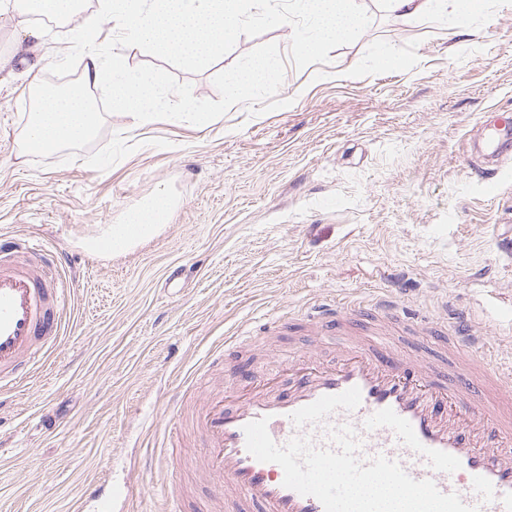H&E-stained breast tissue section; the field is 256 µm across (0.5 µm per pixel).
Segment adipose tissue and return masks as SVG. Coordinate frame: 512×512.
Instances as JSON below:
<instances>
[{
    "mask_svg": "<svg viewBox=\"0 0 512 512\" xmlns=\"http://www.w3.org/2000/svg\"><path fill=\"white\" fill-rule=\"evenodd\" d=\"M385 9L411 23L445 12L452 13L459 28H466L477 0H382ZM309 14L318 36L305 40L307 52L320 50L341 35H351L365 21L355 0H294ZM19 24L28 25L27 35L40 41L42 31L30 28L31 18L41 17L64 25L80 17L71 49L83 62L81 81L85 88L108 85L112 102L140 119L160 117L165 104L147 77H134L126 66V51L138 46H157L178 54L189 64L223 54L225 44L240 34L242 0H95L84 11L82 0H0ZM116 24L128 32L124 46L103 53L100 40L105 25ZM101 116L83 95H53L44 98L32 112L23 141L29 153H49L88 141Z\"/></svg>",
    "mask_w": 512,
    "mask_h": 512,
    "instance_id": "obj_1",
    "label": "adipose tissue"
}]
</instances>
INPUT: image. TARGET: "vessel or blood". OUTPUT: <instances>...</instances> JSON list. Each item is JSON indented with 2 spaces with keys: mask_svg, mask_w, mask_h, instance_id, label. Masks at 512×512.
Here are the masks:
<instances>
[{
  "mask_svg": "<svg viewBox=\"0 0 512 512\" xmlns=\"http://www.w3.org/2000/svg\"><path fill=\"white\" fill-rule=\"evenodd\" d=\"M489 143L497 158L511 157L512 128H494ZM63 268L59 253L38 238L0 240L1 389L46 357L60 335ZM365 317L379 329L404 319L388 290L364 306L324 300L304 318L310 332L347 336L335 360L293 357L284 388L276 374L242 369L193 411L174 403V418L191 419L200 435L204 471L220 488L219 512H324L315 497L284 486L278 464L247 451L243 428L262 417L280 445L305 436L327 448L329 428L351 426L361 461L384 456L476 512H512V365L494 363L466 311L444 312L430 326L435 344L452 351L441 365L363 338L357 322Z\"/></svg>",
  "mask_w": 512,
  "mask_h": 512,
  "instance_id": "obj_1",
  "label": "vessel or blood"
}]
</instances>
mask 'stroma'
<instances>
[{"instance_id": "35a3bbf8", "label": "stroma", "mask_w": 512, "mask_h": 512, "mask_svg": "<svg viewBox=\"0 0 512 512\" xmlns=\"http://www.w3.org/2000/svg\"><path fill=\"white\" fill-rule=\"evenodd\" d=\"M356 4L363 29L313 55L298 38L314 23L292 0H253L238 38L201 64L132 49L130 73L156 83L165 114L141 122L97 89L96 136L44 155L23 151L26 36L0 14V238L62 250L72 283L56 347L0 392V512H92L94 485L116 493L113 512H208L205 475L175 501L143 467L169 398L195 404L239 365L263 375L301 351L334 358L344 337L296 325L331 295L391 290L429 318L468 309L512 359V262L499 248L512 236V161L491 187L468 168L481 117L512 116V0H484L465 34L445 17L410 24L382 0ZM268 11L285 23L263 22ZM47 30L41 81L80 73L69 27ZM383 49L398 66L377 64ZM256 60L273 81L229 97ZM160 191L171 215L157 237L109 260L85 248ZM172 265L187 274L177 298L163 291ZM277 318L280 332L213 358L225 337Z\"/></svg>"}]
</instances>
